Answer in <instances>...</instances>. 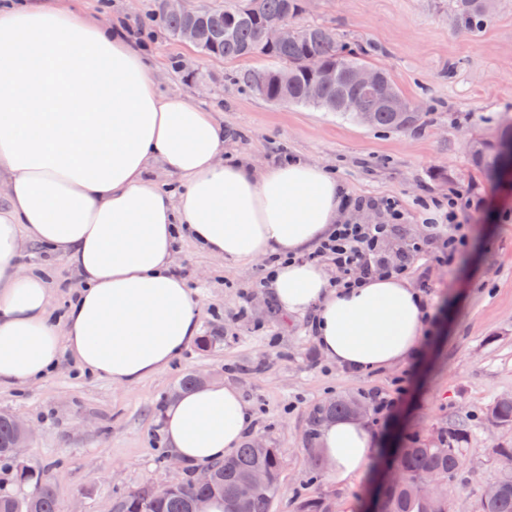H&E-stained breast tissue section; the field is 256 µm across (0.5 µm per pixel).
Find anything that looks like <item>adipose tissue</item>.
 Listing matches in <instances>:
<instances>
[{
  "label": "adipose tissue",
  "mask_w": 512,
  "mask_h": 512,
  "mask_svg": "<svg viewBox=\"0 0 512 512\" xmlns=\"http://www.w3.org/2000/svg\"><path fill=\"white\" fill-rule=\"evenodd\" d=\"M224 142L212 110L159 91L127 28L77 0H0V387L44 380L65 356L129 389L167 369L200 331L199 299L175 270L183 238L230 263L268 262L280 310L313 315L340 368L365 375L414 356L420 291L383 275L334 288L305 257L344 223L345 184L301 158H230ZM158 169L173 182L152 179ZM31 244L78 278L63 318L50 272L23 261ZM254 422L236 386L207 382L170 400L163 440L205 470ZM318 445L339 484L376 453L352 416L326 421Z\"/></svg>",
  "instance_id": "obj_1"
}]
</instances>
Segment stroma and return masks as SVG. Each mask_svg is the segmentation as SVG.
I'll list each match as a JSON object with an SVG mask.
<instances>
[{
  "instance_id": "1",
  "label": "stroma",
  "mask_w": 512,
  "mask_h": 512,
  "mask_svg": "<svg viewBox=\"0 0 512 512\" xmlns=\"http://www.w3.org/2000/svg\"><path fill=\"white\" fill-rule=\"evenodd\" d=\"M127 25L146 22L147 51L161 92L213 107L233 138L227 153L256 164L302 156L336 173L351 197L398 202L404 235H434L441 249L455 231L469 238L452 268L431 256L407 276L426 288L440 312L435 339L423 358L367 375L330 363L307 316L279 313L262 283L263 264L227 263L188 239L177 245L176 267L200 300V333L210 348L192 344L165 371L132 389L80 372L69 360L41 382L0 389V412L20 416L34 434L24 462L52 486L63 512H118L133 490H155L190 476L161 465L165 403L185 374L236 385L255 414L250 437L279 449L284 465L271 512H295L298 496L328 497L337 512H365L378 466L339 485L316 463L313 417L328 401L368 402L390 392L406 370L414 384L387 432L390 447L418 437L437 440L448 424L467 420L466 469L451 485L448 512H478L484 488L502 464L494 448L512 447V426L488 421L486 407L512 394V180L490 182L471 163L467 141L498 139L512 123V0H496L491 18L475 31L458 29L451 0H306L297 24L324 23L348 42L382 50L386 69L403 94L423 104L422 120L401 130L361 125L317 108L275 105L231 78L233 64L198 56L169 37L152 15L156 0H82ZM494 197L492 208L468 213L462 226L428 230L420 202L447 200L459 190ZM27 264L49 268L54 312L63 314L77 283L73 272L37 244Z\"/></svg>"
}]
</instances>
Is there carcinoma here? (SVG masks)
<instances>
[{
	"label": "carcinoma",
	"instance_id": "carcinoma-1",
	"mask_svg": "<svg viewBox=\"0 0 512 512\" xmlns=\"http://www.w3.org/2000/svg\"><path fill=\"white\" fill-rule=\"evenodd\" d=\"M492 10V0H454L458 27L474 31L486 24ZM158 15L168 34L176 39L189 25L197 27L198 50L222 57L226 62H240L261 57L269 62L262 69L245 68L235 72V79L258 96L275 104L305 105L337 112L355 121L368 112L369 126L398 130L400 123L410 127L421 120L419 106L406 98L391 75L375 66L372 58L378 49L371 43L353 47L343 44L332 27L322 24L293 25L301 12L300 0H257L256 9L243 10L241 0H222L213 7L201 9L191 20L170 9L167 0H157ZM288 27V38L269 40L266 23ZM323 68L336 70V85L324 90L319 99L305 95L304 86L317 77ZM361 68L380 72L371 89L355 92L351 76ZM394 98L404 114L396 116L385 104ZM512 147V126L505 129L496 142L479 138L474 142L471 159L474 166L489 178L501 174L503 148ZM353 402L334 400L321 407L314 422L348 414ZM486 418L502 426L512 424V401L495 400L486 409ZM16 429L9 413H0V512H62L52 487L39 485L36 493L23 499L7 492L4 485L24 484L38 479L30 466L11 461L9 449ZM469 436V426L459 420L446 428L436 443L422 444L412 438L399 448L393 463L404 472L406 485H382L378 490L379 512H448V482L465 469L463 447ZM495 456L510 464L498 480L499 493L493 498H481L479 512H512V448H496ZM283 460L276 448L261 441L245 443L238 451L215 464L208 485L189 478L171 492L137 491L128 493L121 502V512H191L193 500L199 495L224 498V512H270L277 491ZM262 470L268 483L248 498L238 496L240 483L253 471ZM429 479L435 484L433 506L424 504L409 490L416 481ZM297 512H334L329 500L302 498L297 500Z\"/></svg>",
	"mask_w": 512,
	"mask_h": 512
}]
</instances>
